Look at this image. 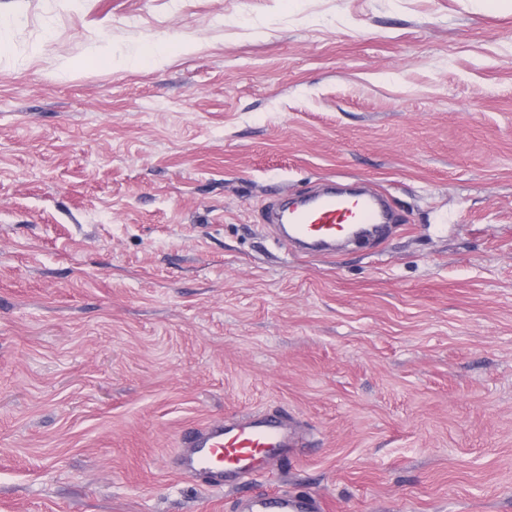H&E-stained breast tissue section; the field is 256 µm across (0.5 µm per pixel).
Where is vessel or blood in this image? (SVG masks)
Returning a JSON list of instances; mask_svg holds the SVG:
<instances>
[{
    "mask_svg": "<svg viewBox=\"0 0 512 512\" xmlns=\"http://www.w3.org/2000/svg\"><path fill=\"white\" fill-rule=\"evenodd\" d=\"M271 222L287 223V236L311 256L328 254L337 237L352 224H385L390 212L375 195L342 197L326 190L305 198L289 211L275 212ZM301 444L298 427L272 413H251L202 425L179 442V471L222 490L258 477L265 464L288 461ZM239 512H320L317 498L281 494L247 496Z\"/></svg>",
    "mask_w": 512,
    "mask_h": 512,
    "instance_id": "1",
    "label": "vessel or blood"
}]
</instances>
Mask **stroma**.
Returning a JSON list of instances; mask_svg holds the SVG:
<instances>
[{
    "mask_svg": "<svg viewBox=\"0 0 512 512\" xmlns=\"http://www.w3.org/2000/svg\"><path fill=\"white\" fill-rule=\"evenodd\" d=\"M329 182L392 234L278 241ZM266 410L298 459L177 474L184 429ZM261 490L512 512V0H0V512Z\"/></svg>",
    "mask_w": 512,
    "mask_h": 512,
    "instance_id": "obj_1",
    "label": "stroma"
}]
</instances>
